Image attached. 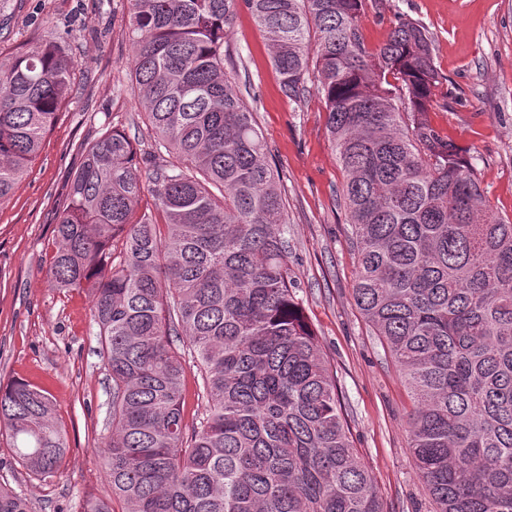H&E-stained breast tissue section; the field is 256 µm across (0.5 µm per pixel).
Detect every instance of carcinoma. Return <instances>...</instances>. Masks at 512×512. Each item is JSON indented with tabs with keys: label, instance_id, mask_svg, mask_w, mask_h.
Here are the masks:
<instances>
[{
	"label": "carcinoma",
	"instance_id": "carcinoma-1",
	"mask_svg": "<svg viewBox=\"0 0 512 512\" xmlns=\"http://www.w3.org/2000/svg\"><path fill=\"white\" fill-rule=\"evenodd\" d=\"M241 5L286 97L305 95L314 60L346 174L354 299L411 394L409 450L434 512H512V222L429 119V32L401 18L369 46L366 0H128L133 93L175 161L144 168L107 129L57 217L47 282L92 297L112 380L106 485L83 512H384L297 298L262 132L224 64ZM69 37L0 62V203L68 98ZM189 360L204 403L190 423ZM2 430L26 470L57 477L65 429L46 390L0 383ZM0 512H29L24 493L0 483Z\"/></svg>",
	"mask_w": 512,
	"mask_h": 512
}]
</instances>
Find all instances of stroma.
<instances>
[{
	"instance_id": "1",
	"label": "stroma",
	"mask_w": 512,
	"mask_h": 512,
	"mask_svg": "<svg viewBox=\"0 0 512 512\" xmlns=\"http://www.w3.org/2000/svg\"><path fill=\"white\" fill-rule=\"evenodd\" d=\"M127 0H0V54L72 30V94L42 149L0 204V381L49 392L66 430L62 474L45 482L23 468L0 434V482L24 491L30 512H82L100 493L111 380L100 357L92 299L50 288L56 217L67 203L83 146L104 126L125 129L150 152L133 94ZM424 25L442 75L433 125L467 152L492 211L512 219V0H367L363 32L381 45L397 18ZM224 52L249 83L255 112L288 207L291 275L336 377L351 440L384 512H433L408 448L412 404L399 370L353 294L357 256L340 201L344 173L316 91L286 98L265 40L239 9Z\"/></svg>"
}]
</instances>
